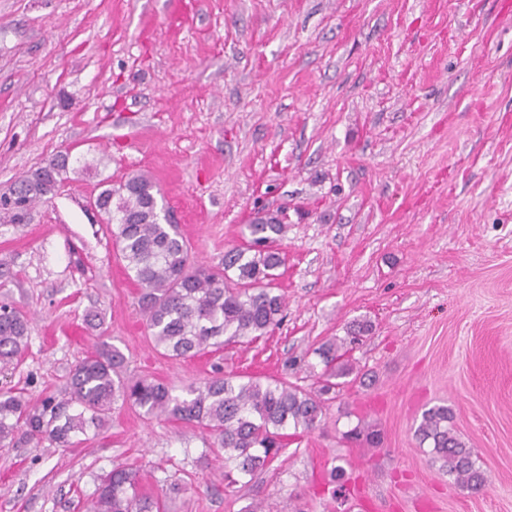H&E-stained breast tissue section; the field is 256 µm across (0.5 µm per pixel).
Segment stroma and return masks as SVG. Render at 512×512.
Wrapping results in <instances>:
<instances>
[{"mask_svg":"<svg viewBox=\"0 0 512 512\" xmlns=\"http://www.w3.org/2000/svg\"><path fill=\"white\" fill-rule=\"evenodd\" d=\"M501 0H0V193L57 154L69 183L27 224L0 222V301L30 320L0 389L63 397L95 344L128 374L183 388L212 374L316 386L315 348L351 323L361 381L320 425L224 491L197 424L115 409L63 450L0 443V512H85L101 476L182 491L172 512H512V16ZM157 183L196 261L215 267L257 215L275 243L282 320L220 354L160 355L92 201ZM99 312L95 324L86 313ZM445 404L480 455L474 493L414 429ZM379 447H349L357 422ZM348 493L332 496L328 466Z\"/></svg>","mask_w":512,"mask_h":512,"instance_id":"obj_1","label":"stroma"}]
</instances>
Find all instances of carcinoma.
Segmentation results:
<instances>
[{"label":"carcinoma","mask_w":512,"mask_h":512,"mask_svg":"<svg viewBox=\"0 0 512 512\" xmlns=\"http://www.w3.org/2000/svg\"><path fill=\"white\" fill-rule=\"evenodd\" d=\"M69 154H60L22 177L4 198L0 213L11 224H24L35 204L55 194L68 180ZM160 189L143 174L108 184L94 206L104 214L128 276L139 286L138 305L155 349L171 358L191 359L205 351L217 352L224 340H252L266 335L280 322L283 295L274 291L275 271L282 265L271 249L285 225L257 217L243 225V246L224 252L217 268L191 261L184 238L159 205ZM29 320L14 306L0 303V363L20 357L28 347ZM329 340L315 350L324 364L319 388L307 390L281 380L226 375L218 365L214 376L190 385L183 394L155 379L129 376L125 358L107 342L79 361L70 371L67 397L49 396L31 404L9 391L0 392V443L20 432L28 439L46 438L60 448H71L79 436L102 429L116 405L138 408L154 418L195 422L224 450L225 489L252 477L285 447V430L309 431L322 420L329 394L353 373L351 363ZM446 405L425 410L416 428L421 442L432 445L429 460L471 492L481 491L488 476L478 454L451 425ZM343 439L377 446L380 434L358 424ZM181 487L169 486L161 494L138 491L137 473L112 469L98 484L86 512H165L166 499Z\"/></svg>","instance_id":"cac0c4a2"}]
</instances>
